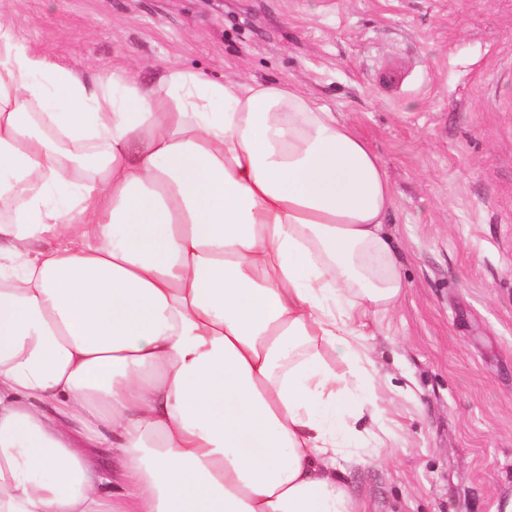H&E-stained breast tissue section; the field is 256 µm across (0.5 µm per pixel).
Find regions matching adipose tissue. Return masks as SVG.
<instances>
[{"mask_svg":"<svg viewBox=\"0 0 512 512\" xmlns=\"http://www.w3.org/2000/svg\"><path fill=\"white\" fill-rule=\"evenodd\" d=\"M393 206L294 84L91 85L0 18V512H352Z\"/></svg>","mask_w":512,"mask_h":512,"instance_id":"obj_1","label":"adipose tissue"}]
</instances>
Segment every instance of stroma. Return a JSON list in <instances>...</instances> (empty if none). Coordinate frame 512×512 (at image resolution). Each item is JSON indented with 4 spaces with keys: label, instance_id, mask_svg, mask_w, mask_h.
Here are the masks:
<instances>
[{
    "label": "stroma",
    "instance_id": "obj_1",
    "mask_svg": "<svg viewBox=\"0 0 512 512\" xmlns=\"http://www.w3.org/2000/svg\"><path fill=\"white\" fill-rule=\"evenodd\" d=\"M87 79L294 81L377 156L405 288L361 316L355 512H512V0H0Z\"/></svg>",
    "mask_w": 512,
    "mask_h": 512
}]
</instances>
